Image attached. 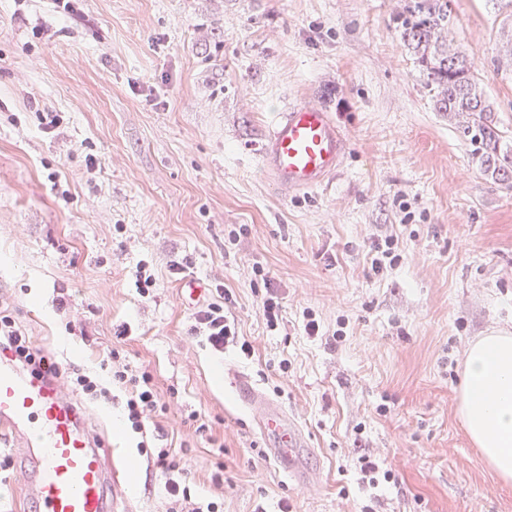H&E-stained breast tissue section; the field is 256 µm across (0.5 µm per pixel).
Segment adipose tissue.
Here are the masks:
<instances>
[{
  "label": "adipose tissue",
  "instance_id": "1",
  "mask_svg": "<svg viewBox=\"0 0 512 512\" xmlns=\"http://www.w3.org/2000/svg\"><path fill=\"white\" fill-rule=\"evenodd\" d=\"M461 420L495 472L512 480V336L471 343L461 381Z\"/></svg>",
  "mask_w": 512,
  "mask_h": 512
}]
</instances>
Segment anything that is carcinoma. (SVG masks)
I'll return each instance as SVG.
<instances>
[{"mask_svg": "<svg viewBox=\"0 0 512 512\" xmlns=\"http://www.w3.org/2000/svg\"><path fill=\"white\" fill-rule=\"evenodd\" d=\"M451 13V0H403L392 21L435 110L448 113L480 173L512 191V147L503 142L470 56L447 39Z\"/></svg>", "mask_w": 512, "mask_h": 512, "instance_id": "obj_1", "label": "carcinoma"}]
</instances>
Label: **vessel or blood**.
<instances>
[{"mask_svg": "<svg viewBox=\"0 0 512 512\" xmlns=\"http://www.w3.org/2000/svg\"><path fill=\"white\" fill-rule=\"evenodd\" d=\"M347 149L344 132L320 106L300 103L281 114L262 150V166L285 191H310L332 179ZM258 426L270 457L288 479L303 481L310 452L299 425L273 402L259 400ZM0 428L20 435L24 497L34 512H121L125 481L119 455L89 427L47 372L19 369L0 354Z\"/></svg>", "mask_w": 512, "mask_h": 512, "instance_id": "b4317fda", "label": "vessel or blood"}]
</instances>
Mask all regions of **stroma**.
Instances as JSON below:
<instances>
[{"mask_svg":"<svg viewBox=\"0 0 512 512\" xmlns=\"http://www.w3.org/2000/svg\"><path fill=\"white\" fill-rule=\"evenodd\" d=\"M401 2L0 0V317L63 370L104 377L115 349L152 376L166 409L145 434L123 424L124 388L78 401L129 464L128 512L168 508L144 436L222 512H512L459 418L468 344L512 333V192L435 111ZM510 29L503 0H453L449 36L512 133ZM301 102L347 151L325 188L283 194L261 149ZM389 236L397 259L373 269ZM191 280L229 294L253 355L192 335ZM238 372L310 436L307 484L275 470ZM19 453L0 436V512H24Z\"/></svg>","mask_w":512,"mask_h":512,"instance_id":"1","label":"stroma"}]
</instances>
